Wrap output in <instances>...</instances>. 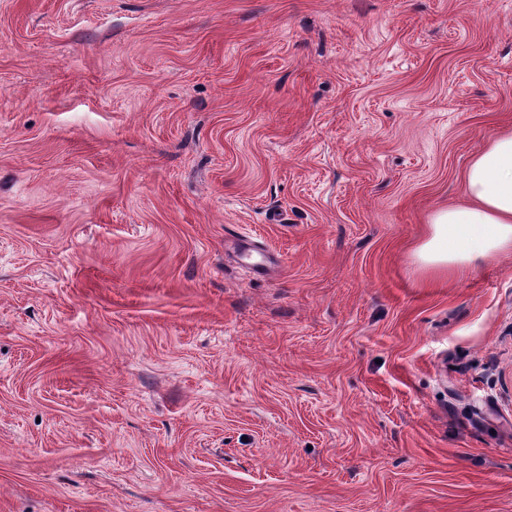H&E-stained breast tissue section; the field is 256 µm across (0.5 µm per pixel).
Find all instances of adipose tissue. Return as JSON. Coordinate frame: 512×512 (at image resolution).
I'll list each match as a JSON object with an SVG mask.
<instances>
[{
    "label": "adipose tissue",
    "mask_w": 512,
    "mask_h": 512,
    "mask_svg": "<svg viewBox=\"0 0 512 512\" xmlns=\"http://www.w3.org/2000/svg\"><path fill=\"white\" fill-rule=\"evenodd\" d=\"M466 206L435 212L413 254L424 273L452 278L512 253V131L499 134L465 173Z\"/></svg>",
    "instance_id": "1"
}]
</instances>
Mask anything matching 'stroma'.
<instances>
[{
	"label": "stroma",
	"instance_id": "35a3bbf8",
	"mask_svg": "<svg viewBox=\"0 0 512 512\" xmlns=\"http://www.w3.org/2000/svg\"><path fill=\"white\" fill-rule=\"evenodd\" d=\"M505 130L512 0H0V512H512ZM470 205L435 212L413 254L424 273L452 278L512 253V131L499 134L465 173Z\"/></svg>",
	"mask_w": 512,
	"mask_h": 512
}]
</instances>
